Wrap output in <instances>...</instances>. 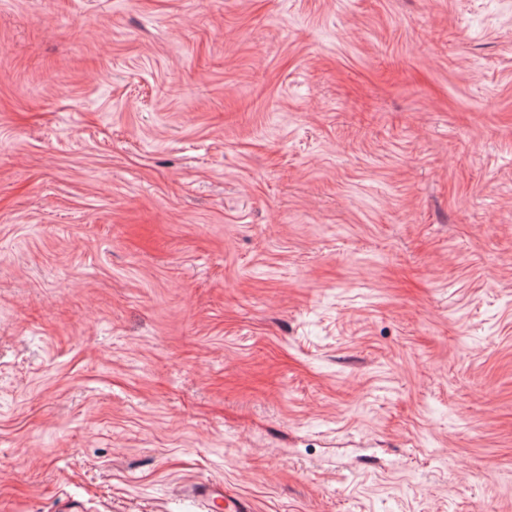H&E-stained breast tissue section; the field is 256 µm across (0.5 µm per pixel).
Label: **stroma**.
Wrapping results in <instances>:
<instances>
[{"label": "stroma", "instance_id": "1", "mask_svg": "<svg viewBox=\"0 0 512 512\" xmlns=\"http://www.w3.org/2000/svg\"><path fill=\"white\" fill-rule=\"evenodd\" d=\"M512 507V0H0V512ZM190 495L199 501L204 509H210L216 499L224 502L225 512H253L251 501L220 484H200L192 486Z\"/></svg>", "mask_w": 512, "mask_h": 512}]
</instances>
